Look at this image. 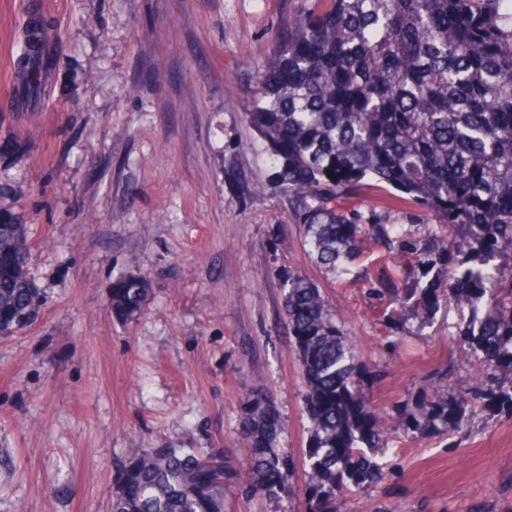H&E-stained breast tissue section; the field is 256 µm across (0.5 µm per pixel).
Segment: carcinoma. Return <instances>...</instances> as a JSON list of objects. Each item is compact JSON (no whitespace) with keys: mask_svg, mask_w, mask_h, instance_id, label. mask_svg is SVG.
Masks as SVG:
<instances>
[{"mask_svg":"<svg viewBox=\"0 0 512 512\" xmlns=\"http://www.w3.org/2000/svg\"><path fill=\"white\" fill-rule=\"evenodd\" d=\"M284 23L267 62L255 71L245 120L266 143L280 185L297 198L312 261L340 277L366 240L384 246L394 276L372 283L391 306L387 328L430 318L441 304L468 310L458 331L466 367L494 379L490 393L462 398L420 389L396 429L451 434L486 408L512 410V0H319ZM52 58L29 49L21 93L35 101ZM418 204L426 224H360L336 201L365 180ZM24 224L0 223V336L24 329L42 298L28 267ZM112 308L122 317L148 301L140 277L119 279ZM283 319L305 377L309 419L307 512H336L337 495L383 478L391 433L364 393L358 363L318 288L288 275ZM279 415L257 393L241 420L247 464L224 448L204 456L184 448L132 451L119 469L131 492L115 489L112 512H225L224 490L280 498L296 494L275 448Z\"/></svg>","mask_w":512,"mask_h":512,"instance_id":"cac0c4a2","label":"carcinoma"}]
</instances>
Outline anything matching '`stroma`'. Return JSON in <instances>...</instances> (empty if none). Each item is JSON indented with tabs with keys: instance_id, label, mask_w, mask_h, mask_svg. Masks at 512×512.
I'll return each instance as SVG.
<instances>
[{
	"instance_id": "stroma-1",
	"label": "stroma",
	"mask_w": 512,
	"mask_h": 512,
	"mask_svg": "<svg viewBox=\"0 0 512 512\" xmlns=\"http://www.w3.org/2000/svg\"><path fill=\"white\" fill-rule=\"evenodd\" d=\"M314 0H0V220L26 225L43 302L0 338V512H112L132 449L246 454L254 394L280 417L278 452L302 485L303 369L285 331L284 282L301 273L374 373L383 418L411 391L448 397L492 379L463 369L445 303L393 334L367 280L392 264L366 246L346 285L307 256L291 195L244 119L254 72L285 20ZM55 59L33 104L19 95L28 32ZM366 224H425L393 189L343 199ZM146 278L147 308L120 319L113 281ZM226 512H305L300 498L242 499ZM338 512H512V412L453 436H400L384 479Z\"/></svg>"
}]
</instances>
